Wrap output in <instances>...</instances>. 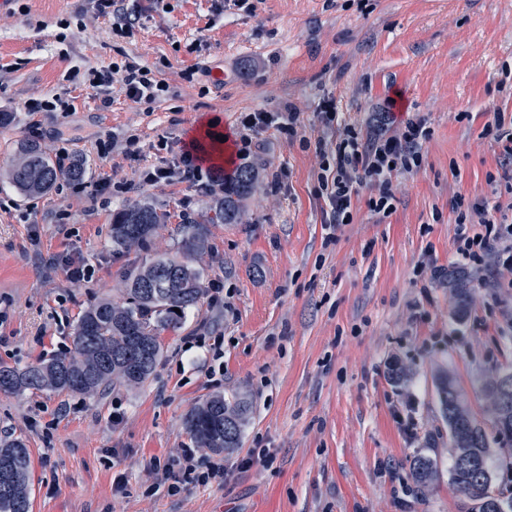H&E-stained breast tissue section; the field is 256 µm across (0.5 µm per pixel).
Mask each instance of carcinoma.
Wrapping results in <instances>:
<instances>
[{"mask_svg":"<svg viewBox=\"0 0 512 512\" xmlns=\"http://www.w3.org/2000/svg\"><path fill=\"white\" fill-rule=\"evenodd\" d=\"M18 153L11 179L28 197L46 193L63 175L78 178L83 173L79 166L60 170L34 142L20 144ZM258 177L257 169L250 164L225 175L222 195L215 198L214 216L208 223H239ZM164 221V215L146 204L121 210L111 227L113 250L149 251L152 238ZM182 232L179 253L156 255L134 265L122 275L120 300L106 295L83 312L69 350L23 367L0 364V392L15 396L34 391L68 392L95 398L110 388L134 390L144 386L163 356L161 332L180 328L186 311L198 306L204 294L203 273L193 260L209 249L207 228L200 223L185 224ZM447 284L455 292L458 313H465L469 280L461 271L451 269ZM438 392L452 447L476 450L485 457L489 471H495L494 450L486 432L462 407L448 375L440 377ZM249 412L247 399L229 400L214 394L193 406L184 424L197 447L221 453L239 447ZM493 428L501 445L500 465L512 470V463L507 461L512 456V414L493 421ZM4 461L11 464V480L6 488H0V512H30L31 460L21 439L0 437V463ZM409 470L415 488L421 492L436 476V461L417 453L409 460ZM450 472L467 512H483L485 484L475 474L459 470L453 462Z\"/></svg>","mask_w":512,"mask_h":512,"instance_id":"cac0c4a2","label":"carcinoma"}]
</instances>
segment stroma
<instances>
[{
    "instance_id": "1",
    "label": "stroma",
    "mask_w": 512,
    "mask_h": 512,
    "mask_svg": "<svg viewBox=\"0 0 512 512\" xmlns=\"http://www.w3.org/2000/svg\"><path fill=\"white\" fill-rule=\"evenodd\" d=\"M140 17L135 38L114 36L94 0H11L0 13V363L23 366L65 351L96 299L114 294L139 253L112 251L111 224L142 202L165 213L157 253H176L180 228L206 223L213 198L192 182L146 185L140 169L170 160L203 120L217 118L241 164L250 112L300 114L295 136L270 127L250 159L261 180L238 224H206L195 257L205 295L164 358L136 390L84 398L0 393V432L31 458L32 512H465L450 481L448 423L437 393L449 374L477 422L491 428L487 385L512 371V270L477 276L457 253L456 197L499 204L512 222V178L496 118L512 120V0H124ZM135 63L163 78L150 104L108 88L110 107L71 77ZM59 96L65 112L29 102ZM393 112H385L387 98ZM340 124L394 133L424 118L420 168L392 178L389 213L353 201L352 221L324 222L317 144L334 149ZM38 142L82 163L49 194L20 195L10 181L18 142ZM108 147L107 165L98 152ZM285 186L270 193L271 173ZM76 253L92 277L75 282L48 265ZM469 271L470 304L456 314L442 272ZM223 341V356L209 346ZM407 371L389 375L392 361ZM242 393L253 410L239 448L198 451L199 468L223 461L227 479L186 481L172 495L160 469L194 442L187 412L208 395ZM253 448L268 462L239 463ZM437 462L417 492L409 460Z\"/></svg>"
}]
</instances>
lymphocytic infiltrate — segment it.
I'll return each mask as SVG.
<instances>
[{
  "label": "lymphocytic infiltrate",
  "mask_w": 512,
  "mask_h": 512,
  "mask_svg": "<svg viewBox=\"0 0 512 512\" xmlns=\"http://www.w3.org/2000/svg\"><path fill=\"white\" fill-rule=\"evenodd\" d=\"M117 74L126 96L134 102H153L169 89L165 80L152 75L148 68L134 64L120 67ZM428 131L422 121H407L396 134L359 135L345 129L330 158L324 159L318 177L319 195L327 205L325 222L347 224L352 220V202L361 189L376 190L369 206L377 213L392 208L391 177L420 167ZM142 182L153 185L172 180L203 181L206 191H214L220 180L217 174H203L195 149L184 150L172 161L142 170ZM458 250L481 273L488 265L512 267V225L496 221L488 202L468 203L457 199Z\"/></svg>",
  "instance_id": "obj_1"
}]
</instances>
